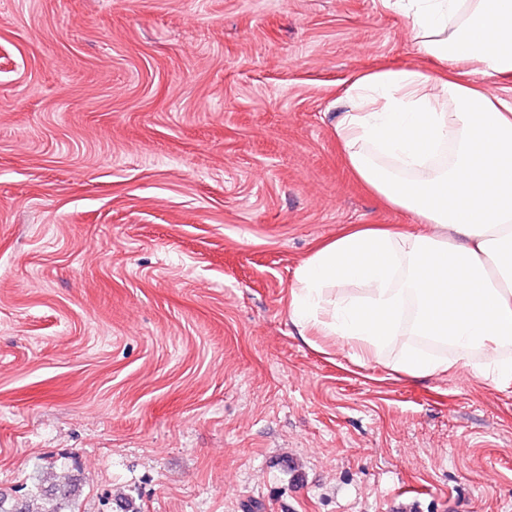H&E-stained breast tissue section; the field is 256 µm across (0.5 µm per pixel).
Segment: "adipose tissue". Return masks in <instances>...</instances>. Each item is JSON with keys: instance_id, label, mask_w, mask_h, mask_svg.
Instances as JSON below:
<instances>
[{"instance_id": "adipose-tissue-1", "label": "adipose tissue", "mask_w": 512, "mask_h": 512, "mask_svg": "<svg viewBox=\"0 0 512 512\" xmlns=\"http://www.w3.org/2000/svg\"><path fill=\"white\" fill-rule=\"evenodd\" d=\"M431 69L353 78L334 133L353 175L410 224L353 227L299 266L289 312L301 333L335 336L396 370L453 361L403 342L416 332L482 354L476 377L512 386V0H397ZM362 288L361 295L351 286Z\"/></svg>"}]
</instances>
